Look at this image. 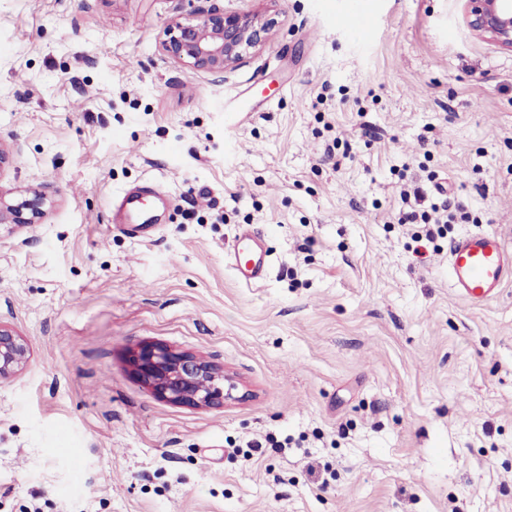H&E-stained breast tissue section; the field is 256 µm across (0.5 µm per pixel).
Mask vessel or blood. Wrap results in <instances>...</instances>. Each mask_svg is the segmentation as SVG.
Returning a JSON list of instances; mask_svg holds the SVG:
<instances>
[{
	"label": "vessel or blood",
	"instance_id": "vessel-or-blood-1",
	"mask_svg": "<svg viewBox=\"0 0 512 512\" xmlns=\"http://www.w3.org/2000/svg\"><path fill=\"white\" fill-rule=\"evenodd\" d=\"M153 182L123 190L114 205L116 221H128L137 229L152 224L153 217L144 209V201L160 196ZM233 269L240 283L253 286L268 274L269 255L261 239L250 228H242L234 238ZM448 271L456 291L475 303L493 299L506 284L512 283V250L492 232H475L456 240L448 253Z\"/></svg>",
	"mask_w": 512,
	"mask_h": 512
}]
</instances>
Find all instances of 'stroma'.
Instances as JSON below:
<instances>
[{"label": "stroma", "mask_w": 512, "mask_h": 512, "mask_svg": "<svg viewBox=\"0 0 512 512\" xmlns=\"http://www.w3.org/2000/svg\"><path fill=\"white\" fill-rule=\"evenodd\" d=\"M214 9L279 24L219 73L171 59L163 29ZM0 140V187L46 210L0 224L30 349L0 381V512H512V283L473 303L448 274L462 235L512 247V52L460 0H0ZM147 181L169 203L135 235L112 199ZM417 188L458 217L421 258ZM244 226L255 287L225 254ZM152 342L248 397L161 400L130 366ZM233 269L240 283L253 286L263 282L268 274L269 255L261 239L249 227L242 228L234 238Z\"/></svg>", "instance_id": "35a3bbf8"}]
</instances>
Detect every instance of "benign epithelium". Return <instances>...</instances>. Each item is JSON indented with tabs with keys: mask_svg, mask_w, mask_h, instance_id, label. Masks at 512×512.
Returning a JSON list of instances; mask_svg holds the SVG:
<instances>
[{
	"mask_svg": "<svg viewBox=\"0 0 512 512\" xmlns=\"http://www.w3.org/2000/svg\"><path fill=\"white\" fill-rule=\"evenodd\" d=\"M463 17L477 35L512 52V0H462ZM277 21L239 12H210L192 20L175 21L164 30L163 48L173 60L194 69L224 71L261 46ZM14 204L0 189V224H35L44 216L39 192ZM29 346L14 329L0 324V380L20 371ZM134 374L159 398L176 405L218 408L247 396L241 383L224 367L197 354L163 344H146L131 358Z\"/></svg>",
	"mask_w": 512,
	"mask_h": 512,
	"instance_id": "benign-epithelium-1",
	"label": "benign epithelium"
}]
</instances>
